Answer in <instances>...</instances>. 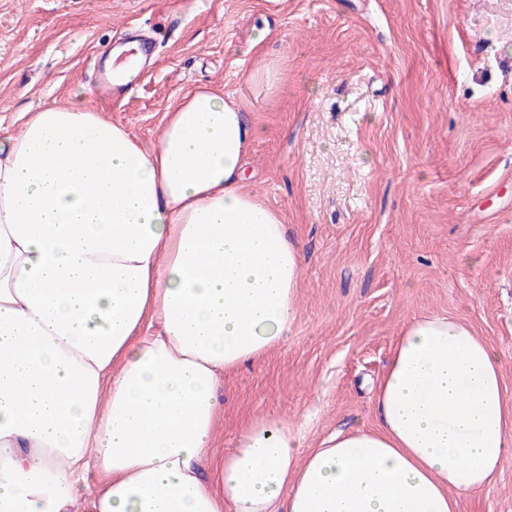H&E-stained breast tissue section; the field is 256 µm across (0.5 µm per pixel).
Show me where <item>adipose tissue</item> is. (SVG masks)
Returning a JSON list of instances; mask_svg holds the SVG:
<instances>
[{
	"mask_svg": "<svg viewBox=\"0 0 512 512\" xmlns=\"http://www.w3.org/2000/svg\"><path fill=\"white\" fill-rule=\"evenodd\" d=\"M258 135L217 86L149 146L83 97L0 127V512H458L493 481L501 357L438 315L395 338L376 427L308 451L260 418L203 479L221 374L296 318L301 252L243 176Z\"/></svg>",
	"mask_w": 512,
	"mask_h": 512,
	"instance_id": "obj_1",
	"label": "adipose tissue"
}]
</instances>
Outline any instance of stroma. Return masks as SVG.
<instances>
[{
	"label": "stroma",
	"instance_id": "obj_1",
	"mask_svg": "<svg viewBox=\"0 0 512 512\" xmlns=\"http://www.w3.org/2000/svg\"><path fill=\"white\" fill-rule=\"evenodd\" d=\"M130 26L157 66L93 107L149 145L176 95L223 87L261 129L251 184L304 256L288 340L224 375L214 456L266 416L311 448L375 426L369 383L423 314L495 346L512 399V0H0V126L93 88ZM460 512H512V455Z\"/></svg>",
	"mask_w": 512,
	"mask_h": 512
}]
</instances>
